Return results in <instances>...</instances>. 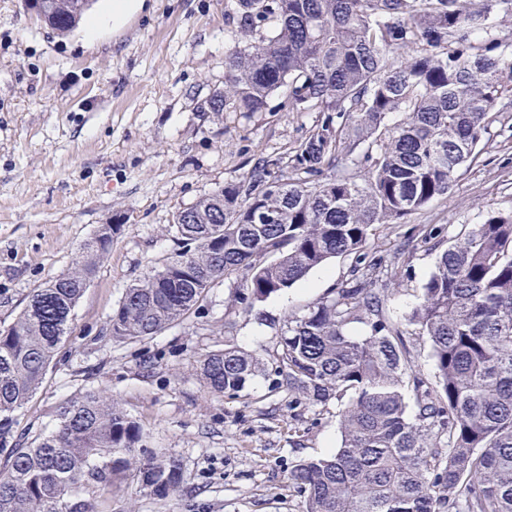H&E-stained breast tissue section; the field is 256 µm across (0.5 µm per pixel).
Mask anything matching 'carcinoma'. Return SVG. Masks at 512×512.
<instances>
[{"label":"carcinoma","mask_w":512,"mask_h":512,"mask_svg":"<svg viewBox=\"0 0 512 512\" xmlns=\"http://www.w3.org/2000/svg\"><path fill=\"white\" fill-rule=\"evenodd\" d=\"M64 34L83 0H51ZM224 90L204 112L248 115L273 96L286 112H324L288 155L264 158L175 213L178 258L127 288L108 319L115 341L182 320L211 285L243 275L242 302L291 287L332 257L347 279L288 316L276 373L298 400L338 411L341 445L298 461L288 481L303 512H512V213L454 240L409 323L430 343L434 380L414 369L384 315L388 261L364 251L370 228L397 224L448 194L512 94V0H235ZM395 114L404 118L391 122ZM103 224L76 266L0 325V512H96L132 480L165 499L178 460L140 447V425L112 396L85 391L26 446L16 412L72 333L73 311L112 245ZM363 325L353 336L349 326ZM200 375L236 396L262 371L229 347ZM414 391L408 412L404 379Z\"/></svg>","instance_id":"obj_1"}]
</instances>
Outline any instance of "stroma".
<instances>
[{
	"label": "stroma",
	"mask_w": 512,
	"mask_h": 512,
	"mask_svg": "<svg viewBox=\"0 0 512 512\" xmlns=\"http://www.w3.org/2000/svg\"><path fill=\"white\" fill-rule=\"evenodd\" d=\"M230 9L229 0H144L120 28L91 38L81 25L53 30L25 0H0V324L72 268L101 225L118 227L14 432L33 440L61 403L102 390L139 423L143 447L176 458L186 475L164 500L124 484L106 512H302L291 467L341 442L337 403L296 401L274 362L288 314L345 280L351 258L251 305L237 300L242 278L216 281L184 319L142 342L107 331L125 289L178 252L175 212L291 151L321 121L317 112L202 111L224 88ZM477 151L448 195L402 223L374 225L366 242L394 259L384 313L428 378L430 344L408 318L448 245L489 214L512 212V112L499 113ZM228 346L264 365L235 397L211 392L197 370Z\"/></svg>",
	"instance_id": "1"
}]
</instances>
